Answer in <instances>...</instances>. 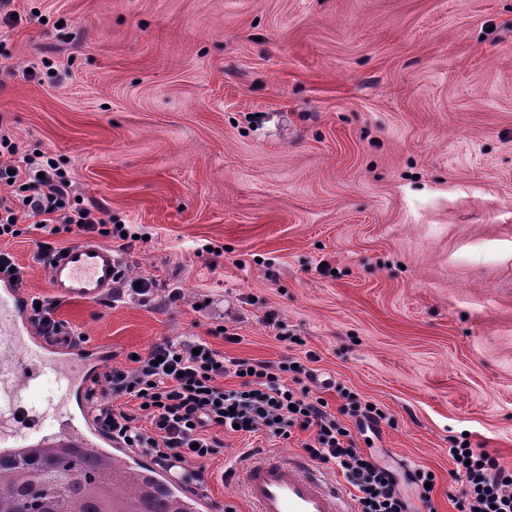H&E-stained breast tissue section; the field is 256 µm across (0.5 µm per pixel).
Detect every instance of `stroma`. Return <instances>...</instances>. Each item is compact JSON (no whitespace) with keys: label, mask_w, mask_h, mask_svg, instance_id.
<instances>
[{"label":"stroma","mask_w":512,"mask_h":512,"mask_svg":"<svg viewBox=\"0 0 512 512\" xmlns=\"http://www.w3.org/2000/svg\"><path fill=\"white\" fill-rule=\"evenodd\" d=\"M0 17V133L46 155L113 223L148 300L60 302L127 365L198 336L229 357H317L386 414L343 417L359 448L436 475L458 512L452 442L512 467V0H13ZM0 239L27 296L37 243ZM178 300H170L171 289ZM224 334H216V327ZM290 339H278L280 330ZM228 435L212 505L249 512L225 472L301 453Z\"/></svg>","instance_id":"stroma-1"}]
</instances>
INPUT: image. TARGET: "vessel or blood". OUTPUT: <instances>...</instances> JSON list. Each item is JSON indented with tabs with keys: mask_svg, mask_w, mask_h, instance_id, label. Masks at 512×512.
Instances as JSON below:
<instances>
[{
	"mask_svg": "<svg viewBox=\"0 0 512 512\" xmlns=\"http://www.w3.org/2000/svg\"><path fill=\"white\" fill-rule=\"evenodd\" d=\"M120 266L111 246L92 239L70 245L46 265L54 295L64 301L107 299ZM112 358L101 344H65L41 335L21 288L0 278V447L105 448L123 460L133 451L111 435L91 413L90 385ZM57 383L40 409L26 407L27 394L43 380ZM157 475L184 494L192 512H211V502L171 468ZM253 512H354L343 488L300 456L260 458L241 474Z\"/></svg>",
	"mask_w": 512,
	"mask_h": 512,
	"instance_id": "obj_1",
	"label": "vessel or blood"
}]
</instances>
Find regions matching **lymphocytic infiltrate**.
Listing matches in <instances>:
<instances>
[{
    "label": "lymphocytic infiltrate",
    "mask_w": 512,
    "mask_h": 512,
    "mask_svg": "<svg viewBox=\"0 0 512 512\" xmlns=\"http://www.w3.org/2000/svg\"><path fill=\"white\" fill-rule=\"evenodd\" d=\"M0 237L21 235V221L42 230L58 223L66 232L116 240L119 251L134 245L133 230L102 217L101 207L77 200L66 173L52 159L19 157V149L0 134ZM313 373L305 364L272 365L228 357L201 338L162 340L132 366L115 367L95 379L92 397L106 399L99 417L113 438L153 457L161 465L205 467L221 446L217 432H263L281 440L304 432L301 447L308 457L342 471L357 488V512H411L394 476L358 448L343 416L379 422L381 408L354 402L331 412L328 401L304 386ZM235 378L236 387L223 381ZM135 408L122 405V398ZM453 475L466 490L460 512H512V468L488 452L452 444Z\"/></svg>",
    "instance_id": "obj_1"
}]
</instances>
